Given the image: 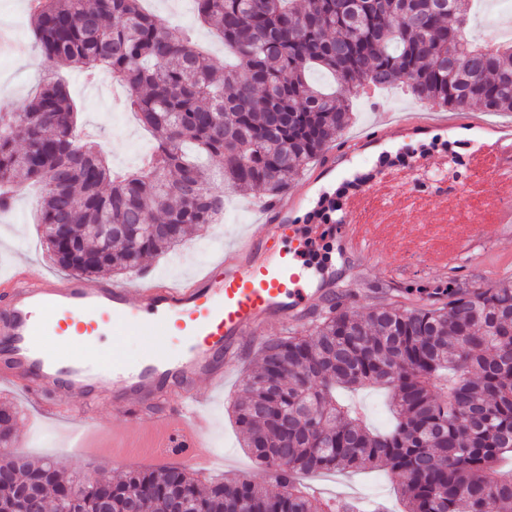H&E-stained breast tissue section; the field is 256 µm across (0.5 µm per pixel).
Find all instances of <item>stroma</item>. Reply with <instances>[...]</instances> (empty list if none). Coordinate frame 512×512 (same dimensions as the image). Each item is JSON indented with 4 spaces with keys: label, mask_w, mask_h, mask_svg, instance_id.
Segmentation results:
<instances>
[{
    "label": "stroma",
    "mask_w": 512,
    "mask_h": 512,
    "mask_svg": "<svg viewBox=\"0 0 512 512\" xmlns=\"http://www.w3.org/2000/svg\"><path fill=\"white\" fill-rule=\"evenodd\" d=\"M148 11L167 18L176 28L189 31L207 51L216 67L224 65V44L210 29L203 26L195 14L183 12L175 0H146ZM496 13L503 22H512V0H478L465 26V37L482 46L494 43V34L484 23L486 12ZM29 58L20 61L18 56L0 58V105L13 109L21 108L34 95L40 84V72L47 61L36 44L28 46ZM67 90L77 107V120L82 128L91 129L107 157L109 164L119 169L134 168L141 155L153 143L150 131L126 106V93L122 88L106 85H91L85 73L76 69L64 72ZM419 101L398 88L375 91L374 95L360 94L352 100V128H359L375 119L379 110L398 112L418 106ZM415 152L429 156L432 160L457 161V169L447 171L448 184L465 180L477 182V193L455 206L451 212H443L429 195L415 192L414 179L406 160L407 149L397 147L382 157L367 163L371 177L387 172L385 187L374 198L367 201L358 217L365 224L374 242L378 257L376 265L363 272L362 282L352 301L346 302L347 310L365 315L379 303L380 292L387 286H403L414 282L440 279L439 269L422 262L418 256L424 243L444 247L452 224H468L486 216L489 187L480 181L479 172L461 167L464 149L450 138L444 137L417 146ZM224 219L218 224H207L193 232L188 239L171 251L146 259L144 265L154 273L179 280L192 271L207 265L224 249V241L243 224L251 220L248 203L259 197V190L240 192L227 190ZM40 190L35 186H24L16 193V201L8 215H0V273H6L16 262H24L30 276L58 274L59 269L49 260L41 239L39 219ZM401 222L406 237L405 246L393 242L389 227ZM241 375L230 376L222 392L211 395L207 381H199L198 391L207 396L208 416L212 423L209 442L218 460L210 471L201 474L202 482L250 470L258 481H266L264 470L255 467L243 448L242 436L235 425L230 404L236 399ZM0 402H8L20 412L16 425L14 446L30 459L45 458L54 461L70 474L83 472L88 461L75 456L65 435L54 421H39L34 408L16 389L0 385ZM125 409L112 404L101 405L94 425L100 436L95 442L97 451L93 461L112 478L126 472L124 466L115 464L110 451L112 431L124 420ZM307 491L325 498L338 497L356 502L374 500L383 503L389 512H398L392 483L386 472L379 469L306 475L301 479Z\"/></svg>",
    "instance_id": "35a3bbf8"
}]
</instances>
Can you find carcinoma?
I'll list each match as a JSON object with an SVG mask.
<instances>
[{
    "mask_svg": "<svg viewBox=\"0 0 512 512\" xmlns=\"http://www.w3.org/2000/svg\"><path fill=\"white\" fill-rule=\"evenodd\" d=\"M194 2L236 57L222 73L142 0H39L31 12L47 60L111 75L155 138L146 166L113 170L76 130L56 76L21 111H0V212L19 183L42 185L43 240L70 273H131L214 223L224 191L204 158H223L234 187L280 195L351 124L347 101L364 84L512 112V43L463 42L470 0ZM397 295L362 317L338 303L259 349L233 409L257 465L279 467L278 491L253 477L203 487L183 468L137 469L92 487L74 512H356L303 494L297 476L369 468L392 477L403 512H512V478L499 476L512 458V279ZM362 386L388 392L386 430L337 400L336 389ZM17 417L0 405V512H26L22 491L45 510L77 477L14 454Z\"/></svg>",
    "mask_w": 512,
    "mask_h": 512,
    "instance_id": "carcinoma-1",
    "label": "carcinoma"
}]
</instances>
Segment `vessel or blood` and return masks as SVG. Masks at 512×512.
<instances>
[{"mask_svg": "<svg viewBox=\"0 0 512 512\" xmlns=\"http://www.w3.org/2000/svg\"><path fill=\"white\" fill-rule=\"evenodd\" d=\"M434 131L480 132L481 143L468 161L483 167L496 189L491 223L512 228V127L467 106L386 113L344 136L284 193L251 202L252 223L225 241L223 255L188 277L171 281L146 269L127 282L74 274L34 280L19 268L0 275V288L9 292L0 307V380L21 386L44 417L59 415L43 398L45 386L60 384L71 394L112 400L128 407L149 447L157 449L153 461L159 467L171 463L175 448L195 457L208 445L198 379L207 380L211 390L223 389L225 378L249 349L265 341L270 326L303 328L358 283L369 251L357 223L359 208L379 184L360 186L334 227L339 256L352 267L342 288L333 271L311 278L300 263L309 242L299 235L296 220L318 188L366 162L387 138ZM476 233L473 226L460 228L448 250L434 254L436 265L450 273L464 258L488 275L512 265L504 254L472 252ZM103 335L139 337L144 342L139 358L116 351L106 362L88 354V346Z\"/></svg>", "mask_w": 512, "mask_h": 512, "instance_id": "b4317fda", "label": "vessel or blood"}]
</instances>
